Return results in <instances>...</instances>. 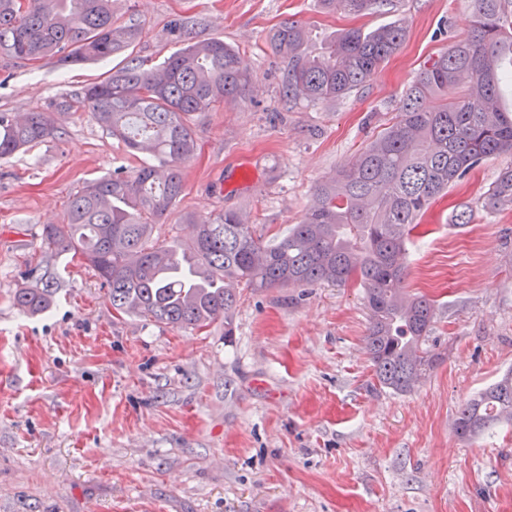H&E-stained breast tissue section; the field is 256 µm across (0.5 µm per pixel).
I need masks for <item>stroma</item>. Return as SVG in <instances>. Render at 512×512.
<instances>
[{
  "instance_id": "1",
  "label": "stroma",
  "mask_w": 512,
  "mask_h": 512,
  "mask_svg": "<svg viewBox=\"0 0 512 512\" xmlns=\"http://www.w3.org/2000/svg\"><path fill=\"white\" fill-rule=\"evenodd\" d=\"M472 0H392L363 16L318 0H113L139 27L133 55L161 63L183 41L221 38L248 63L253 92L202 114L185 188L161 220L188 240L185 214L249 212L283 235L315 186L385 128L424 66L467 35ZM334 31L399 23L406 38L377 75L336 102L281 89L270 29L288 16ZM107 62L59 69L0 55V110L53 113L58 134L0 160V512H512V425L472 440L460 407L512 370V204L481 198L512 153L489 159L422 215L405 287L435 300L429 337L443 355L414 390L373 376L360 289H243L232 335L113 313L82 259L56 258L53 307L31 317L16 288L86 181L142 163L89 108L62 101ZM470 206V223L453 214Z\"/></svg>"
}]
</instances>
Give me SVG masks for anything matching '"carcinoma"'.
I'll return each mask as SVG.
<instances>
[{"instance_id": "cac0c4a2", "label": "carcinoma", "mask_w": 512, "mask_h": 512, "mask_svg": "<svg viewBox=\"0 0 512 512\" xmlns=\"http://www.w3.org/2000/svg\"><path fill=\"white\" fill-rule=\"evenodd\" d=\"M326 13L362 15L388 0H319ZM509 0H473L468 34L425 67L404 93L393 121L353 161L316 188L303 219L264 241L236 209L202 218L187 214L185 243L153 240L156 224L184 192L183 163L197 150L195 119L246 97L249 70L224 40L191 42L146 68L132 56L139 31L112 20V0H0V52L26 60L54 58L69 66L122 58L87 85L77 103L128 152L150 161L88 182L70 199L60 224L42 229L54 256L80 257L107 289L112 309L172 327L202 329L224 319L232 335L241 289L306 288L319 284L364 291L370 326L365 345L378 383L412 391L441 359L427 345L434 301L409 295L407 243L419 218L449 186L484 160L512 150V112L503 87L512 85ZM406 31L387 25L348 28L314 52L311 28L283 20L270 43L287 62V98L334 102L370 81L402 46ZM450 85L461 88L453 101ZM48 112L25 119L0 111V159L55 136ZM512 203V167L484 193L492 212ZM59 288L47 269L16 289L14 303L32 316L51 308ZM512 422V372L458 411L454 431L472 439Z\"/></svg>"}]
</instances>
